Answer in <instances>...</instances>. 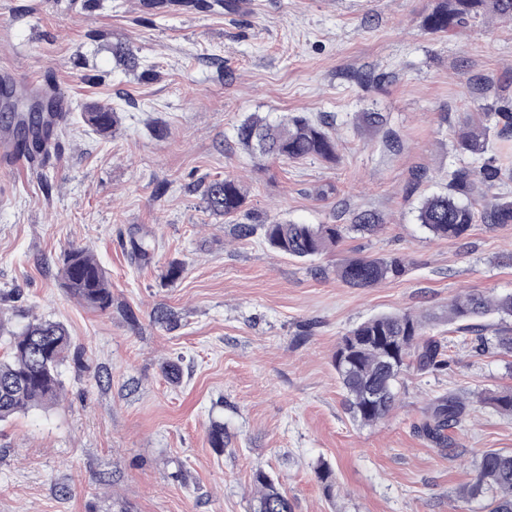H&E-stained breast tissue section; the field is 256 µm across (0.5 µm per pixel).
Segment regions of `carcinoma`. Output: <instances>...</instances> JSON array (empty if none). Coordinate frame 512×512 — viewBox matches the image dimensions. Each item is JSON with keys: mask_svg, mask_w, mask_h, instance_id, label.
<instances>
[{"mask_svg": "<svg viewBox=\"0 0 512 512\" xmlns=\"http://www.w3.org/2000/svg\"><path fill=\"white\" fill-rule=\"evenodd\" d=\"M495 16L512 19V0H437L424 16L423 27L431 34L454 35L465 24ZM363 121L383 128L385 143L399 146L395 131L377 112H365ZM84 123L93 131L115 132L119 115L112 106L93 104L83 113ZM326 120L314 122L304 116H291L272 124L257 115L247 117L237 128L239 143L261 156L285 158L299 163L318 159L338 162L336 140ZM53 134L48 118L39 114L28 133L15 143V151L30 159L48 154L47 140ZM512 139V98L498 97L492 112H472L455 141V151L463 163L448 178L446 191L426 197L418 207L417 221L433 238L461 239L475 224L494 227L512 224V198L488 196V191L512 178L492 154L491 137ZM206 209L225 218L236 216L246 202L239 181L226 177L203 185ZM264 240L278 253L307 260L337 246L345 232L374 234L384 228L383 218L371 211L353 216L349 224H294L271 220L260 225ZM406 263L400 256L352 257L336 266V277L351 288H372L400 277ZM59 278L62 288L81 303L100 311L112 308V288L96 257L83 247L64 253ZM496 314L504 327L490 341L482 336L480 320ZM463 323L462 329L474 335V348L493 347L512 354V293L491 299L468 291L448 304V322ZM7 356H0V423L14 415L42 408L55 402L62 390L60 367L73 347L67 328L60 322L32 318L20 331L10 334ZM333 366L345 394L350 417L373 425L395 408L397 385L408 370L435 371L448 366L442 341L428 334L426 321L409 313H382L349 330L336 346ZM490 403L501 413L512 414V390L490 395ZM466 399L456 392L433 399L422 430L436 441L448 440V431L463 427ZM476 482L468 495L491 493L488 512H512V452L483 451L476 462ZM259 488L253 512H294L288 495L278 481L262 469L255 470Z\"/></svg>", "mask_w": 512, "mask_h": 512, "instance_id": "carcinoma-1", "label": "carcinoma"}]
</instances>
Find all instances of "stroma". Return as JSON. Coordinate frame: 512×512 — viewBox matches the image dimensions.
<instances>
[{"instance_id": "obj_1", "label": "stroma", "mask_w": 512, "mask_h": 512, "mask_svg": "<svg viewBox=\"0 0 512 512\" xmlns=\"http://www.w3.org/2000/svg\"><path fill=\"white\" fill-rule=\"evenodd\" d=\"M431 0H239L236 10L150 0H0V72L53 81L69 123L43 163L0 166V326L63 323L79 359L46 408L0 425V512H251L253 473L278 479L295 512H452L487 449L512 452V416L488 394L512 388V354L480 355L447 321L467 290L512 292V224L432 239L416 221L460 158L464 113L512 96V22L489 17L454 36L422 27ZM136 53L118 66L112 46ZM370 72L373 84L355 82ZM93 102L121 118L102 137L81 119ZM399 136L386 146L360 116ZM327 119L338 164L253 155L236 139L250 114ZM423 180L410 189L412 171ZM237 178L232 219L206 210L201 185ZM371 210L386 224L352 232L314 261L271 250L237 225L271 219L347 224ZM145 242L148 264L131 254ZM89 248L112 281V307L90 309L59 284L70 247ZM399 255L405 273L348 287L336 267ZM183 268L168 281L170 264ZM164 309L172 321L159 324ZM389 312L426 316L449 366L411 372L374 425L342 406L332 365L340 338ZM179 362V383L162 371ZM467 399L447 445L418 431L431 399ZM224 425V452L212 422ZM331 468L335 496L314 471Z\"/></svg>"}]
</instances>
